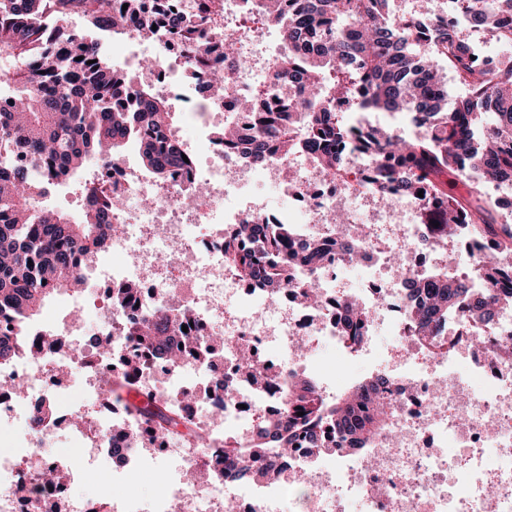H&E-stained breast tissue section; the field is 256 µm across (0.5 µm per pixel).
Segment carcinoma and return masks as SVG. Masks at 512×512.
<instances>
[{
    "instance_id": "1",
    "label": "carcinoma",
    "mask_w": 512,
    "mask_h": 512,
    "mask_svg": "<svg viewBox=\"0 0 512 512\" xmlns=\"http://www.w3.org/2000/svg\"><path fill=\"white\" fill-rule=\"evenodd\" d=\"M127 10H122V6ZM425 0L392 21L389 0H242L238 24L213 42L203 39L211 6L201 4L198 23L174 20L163 34L175 39L212 87L230 86L246 67L244 48L260 18L279 29L284 52L273 67V83L298 88L296 103L253 112L249 132L228 126L217 131L224 146L258 166L279 153H300L328 174H340L341 147L377 156V177L389 183L385 201L396 202L426 185L438 204L424 207L421 223L442 249L463 221L483 237L499 239L512 252V223L500 218L486 195L485 183L512 189V0H448V21L424 14ZM140 0H0V52L12 57L15 69L0 78L11 90H0V361L8 363L30 349L25 327L39 320L52 295L81 288L83 271L108 249L121 225L112 221L117 200L99 198L98 183L83 186L94 208L74 218L46 207L51 191L67 185L90 164L119 157L131 143L140 145L142 164L165 181L175 164L188 166L164 132L175 117L172 102L137 76L115 69L90 33L107 35L125 29L129 16H139ZM71 15L84 29L70 30ZM489 33L503 51L500 66H477L472 44L460 35L455 18ZM467 96L448 107V80ZM361 91L360 112L410 113L422 133L405 138L391 128L353 125L334 111L336 98ZM479 175L468 182L467 195L454 197L442 176ZM224 257L241 280L273 288L294 280L295 268L317 269L322 250L296 241L288 224H242L224 237ZM413 299L410 319L417 336L446 329L460 311L487 324L496 309L512 306V281L497 260L475 263L466 275L434 271L406 282ZM367 315L353 310L344 322L343 339L351 348L364 342ZM178 328L177 318L158 310L129 322L128 338L145 350L164 343ZM181 348L169 362L184 356L206 361L224 348L220 336L206 342L181 336ZM139 359L119 363L112 394L133 392L139 402L125 405L126 416L160 439L204 446L208 436L162 396L134 381ZM391 385L379 373L360 381L340 397H324L313 380L293 384L281 397L282 416L258 432L251 448L224 442L215 464L236 468L241 478L249 463L267 448L288 454L298 441L322 446L323 433H340L345 449H362L382 429L390 407L384 394ZM304 415L299 416L297 412Z\"/></svg>"
}]
</instances>
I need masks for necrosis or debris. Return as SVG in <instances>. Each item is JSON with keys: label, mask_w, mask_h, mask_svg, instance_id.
<instances>
[{"label": "necrosis or debris", "mask_w": 512, "mask_h": 512, "mask_svg": "<svg viewBox=\"0 0 512 512\" xmlns=\"http://www.w3.org/2000/svg\"><path fill=\"white\" fill-rule=\"evenodd\" d=\"M122 38L145 46L156 62L142 79L190 115V124H177L167 135L195 163L174 170L164 183L122 159L101 167L106 193L123 204V231L108 247L113 264L105 274L107 287L131 284L139 296L116 308L75 294L73 315L58 310L26 330L28 340L49 336L51 345L37 356L0 365V434L10 437L0 451V512H38L64 485L91 481L95 497H75L66 512H96L102 502L110 512H512V359L504 354L512 349V308L499 309L487 326L455 318L433 337L426 359L413 357L421 342L408 329L405 282L425 271L423 245L431 233L415 215L426 199L406 197L379 208L382 191L368 154L345 153L347 172L336 180L293 157L256 169L242 156L225 153L218 125L230 114L239 130L250 125L240 101L244 91L267 79L270 53L252 55L238 88L218 97L185 67L177 43L145 34L135 23ZM200 186L209 193L203 207L195 201ZM339 211L346 224H334ZM240 224H291L301 236L318 234L326 241L346 226L361 225L362 257L351 261L330 250L326 271L310 280L321 301L309 307L296 287L273 291L237 277L224 258V234ZM447 255L457 264L493 257L512 268V252L497 239L477 237L467 224L449 239ZM344 273L357 279L349 294L369 315L371 338L357 354L384 367L393 380L399 446L382 439L372 453L361 454L329 442L318 450L300 444L288 458L266 456L270 480H233L204 465V456L223 452L225 438L249 447L260 417H278L271 379L282 370L316 378L328 398L348 384L346 374L323 373L319 361L298 346L307 339L346 355V312L336 304V281ZM160 306L174 307L196 336H226L254 352L246 372L232 351L216 352L203 364L186 358L173 365L148 354L140 386L160 393L208 434L210 446L203 450L147 434L140 447H129L130 420L92 415L84 406L112 358L139 352L124 337L123 323ZM87 332L110 339L109 353L89 365L69 359L64 342ZM380 334L394 340L397 355L379 352L373 338ZM44 399L54 413L39 433L28 434L33 407ZM62 420L71 431L63 440L56 435ZM173 453L179 457L177 476L160 498L147 502L133 494L132 478ZM48 469L63 473L64 485L44 484L38 474Z\"/></svg>", "instance_id": "4bbe7bcc"}]
</instances>
